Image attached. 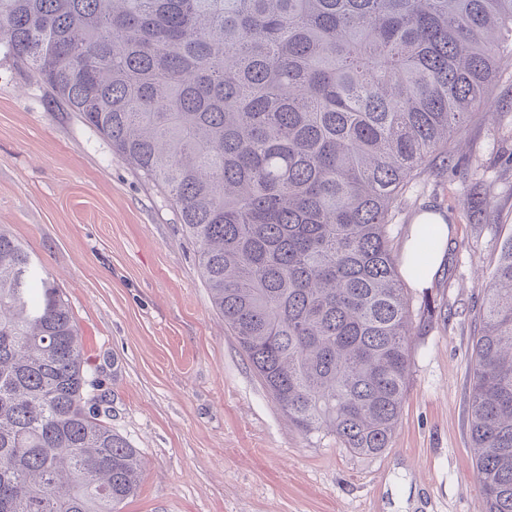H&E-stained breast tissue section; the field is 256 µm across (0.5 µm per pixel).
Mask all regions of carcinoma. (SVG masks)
Instances as JSON below:
<instances>
[{"instance_id": "1", "label": "carcinoma", "mask_w": 512, "mask_h": 512, "mask_svg": "<svg viewBox=\"0 0 512 512\" xmlns=\"http://www.w3.org/2000/svg\"><path fill=\"white\" fill-rule=\"evenodd\" d=\"M0 56L168 192L288 420L388 448L411 368L392 208L512 60V0H0ZM480 321L478 512H512V234ZM100 387L60 289L0 226V512H121L143 462Z\"/></svg>"}]
</instances>
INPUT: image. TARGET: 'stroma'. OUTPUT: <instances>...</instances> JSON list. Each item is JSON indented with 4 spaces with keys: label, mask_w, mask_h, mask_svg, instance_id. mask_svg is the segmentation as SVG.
<instances>
[{
    "label": "stroma",
    "mask_w": 512,
    "mask_h": 512,
    "mask_svg": "<svg viewBox=\"0 0 512 512\" xmlns=\"http://www.w3.org/2000/svg\"><path fill=\"white\" fill-rule=\"evenodd\" d=\"M392 210L403 253L415 217L442 213L445 258L409 288L412 367L389 448L353 454L294 428L212 307L173 201L110 143L0 59V225L51 274L102 380L112 427L145 472L122 512H478L469 442L472 338L512 227V65ZM493 194V214L473 202Z\"/></svg>",
    "instance_id": "35a3bbf8"
}]
</instances>
